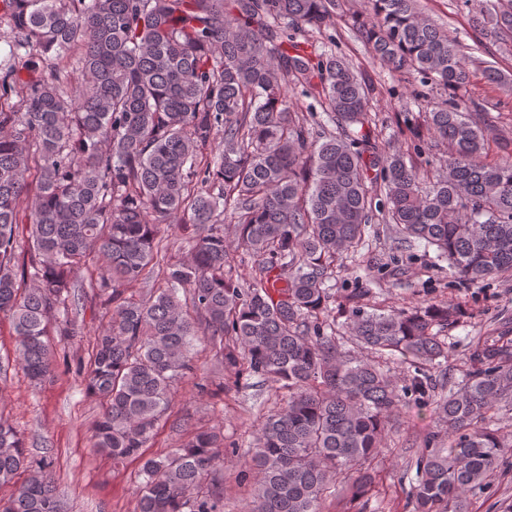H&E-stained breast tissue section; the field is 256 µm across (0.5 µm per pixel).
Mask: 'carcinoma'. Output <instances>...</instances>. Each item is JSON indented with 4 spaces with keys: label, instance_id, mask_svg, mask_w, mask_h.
<instances>
[{
    "label": "carcinoma",
    "instance_id": "1",
    "mask_svg": "<svg viewBox=\"0 0 512 512\" xmlns=\"http://www.w3.org/2000/svg\"><path fill=\"white\" fill-rule=\"evenodd\" d=\"M369 3L354 23L372 57L448 91L427 133L403 118L427 147L448 143L435 168L378 145L370 85L313 39L340 0H0L12 33L0 57V315L16 336L0 379L14 367L36 384L50 374L52 338L81 334L89 270L102 312L76 374L101 406L91 448L142 461L137 512H224L221 433L191 429L144 456L176 383L200 370V336L235 388L258 378L287 392L243 453L255 479L245 512H323L337 479L380 453L406 394L432 398L429 374L400 387L377 359L436 364L457 309L425 299L369 312V290L352 289L339 309L370 359L343 355L324 317L334 263L373 220L435 248L462 281L512 275V155L487 160L488 129L456 98L483 60H463L417 0ZM473 23L511 40L512 0H491ZM319 111L333 128L310 127ZM176 214L189 257L144 297L126 295L156 282L158 227ZM226 226L254 260L247 281L229 268ZM471 360L435 400L448 447L429 438L412 462L415 512H468V492L508 448L494 423L512 402V348L479 343ZM51 465L0 417V488L13 486L0 512H64ZM378 484L365 472L356 512Z\"/></svg>",
    "mask_w": 512,
    "mask_h": 512
}]
</instances>
